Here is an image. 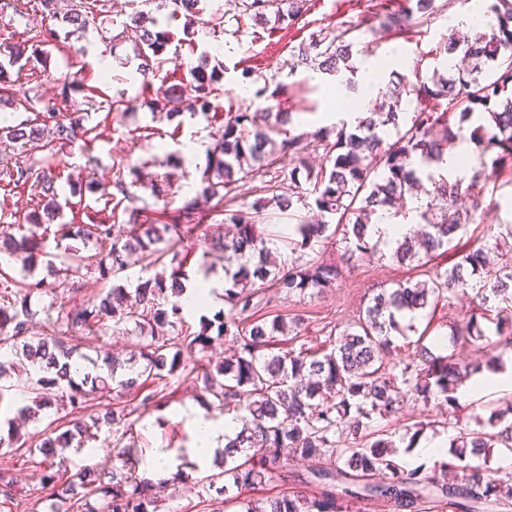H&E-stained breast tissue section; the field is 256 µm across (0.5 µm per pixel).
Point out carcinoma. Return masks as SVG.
Listing matches in <instances>:
<instances>
[{
  "instance_id": "1",
  "label": "carcinoma",
  "mask_w": 512,
  "mask_h": 512,
  "mask_svg": "<svg viewBox=\"0 0 512 512\" xmlns=\"http://www.w3.org/2000/svg\"><path fill=\"white\" fill-rule=\"evenodd\" d=\"M109 0H78L62 22L77 29L95 24L107 12ZM202 0H173V14L184 17L183 32L195 36L201 24L223 31L224 14L215 11L202 18ZM311 0H239L235 32L243 33L241 20L249 18L270 31L298 24ZM144 9L130 19L135 29L137 73L145 82L172 79L161 75V57L170 31L160 28L153 11L167 0H141ZM488 22L475 28L471 37L451 33L443 53L459 56L466 65L454 72L433 71L413 77L394 74L388 110L371 111L353 128L344 122L313 132L295 133L298 124L291 112H273V106L253 107L240 100L224 112L221 132L206 154L200 189L181 194L163 180L141 181L140 167L128 162L114 172L112 209L98 216L84 211L82 201H59L56 180L61 178L58 154L78 141L99 136L98 125L87 126L89 115L59 114L57 104L24 97L32 116L16 125L0 126V133L20 145L25 159L0 166V183L24 189L36 207L26 223L7 221L0 204V253L19 265L18 276L0 270V378L17 363L34 367L26 393L31 404L18 415L38 419L39 412L55 407V418L26 439L10 428L0 436V455L38 457L45 497L15 501L13 480L0 472V509L7 512H160L153 483L138 478L139 459L126 450L124 440L133 435L140 409L160 408L171 394L177 372L202 373L204 392L226 412L236 413L241 424L235 438L224 445V467L194 482L197 497L215 488L224 501L239 512H348L346 497L358 493L392 500L397 506L420 512L432 496L448 499L460 512H478L482 504L512 506V476H499L487 467L493 448L512 449V424L490 415L475 417L477 427L458 430L452 439V461L442 463L439 473L424 465H400L393 441L379 422L399 413L410 396L428 399L441 395L448 406L457 403L456 389L462 379L481 370L480 363H462L454 354L436 355L416 341L412 357L396 361L393 337L415 331L414 319L442 300L470 295L479 300L463 326L451 328L452 344L485 341L479 349L490 355L512 346V246L495 240L458 256L450 268L434 264L448 252V244L464 224L493 218L498 204L482 206L475 193L479 182L512 172V0H482ZM155 10H150V6ZM446 4L415 0L407 9L389 13L384 26L407 32L431 21ZM366 31V22L349 24L312 34L310 53L303 45L287 60L288 75L300 69L336 78L346 90L356 88L358 67L353 47ZM24 50L14 47L0 60V90L5 89L7 68L20 63ZM189 78L160 89L150 99L152 114L169 120L189 114L209 117L222 108L219 88L223 68H209L203 55L196 65L185 64ZM413 95L425 107L407 117L402 96ZM397 139L387 141V128ZM468 141L492 153L490 162L470 168L453 182L427 174L431 188L426 201L413 205L419 184L418 168L442 161L448 145ZM323 149V163L314 168L306 161L309 148ZM294 166L281 165L282 157ZM259 183L263 193L251 206L237 202L238 184ZM151 191L162 206L153 211L135 208L133 188ZM71 219H64V209ZM295 221L288 247L297 257L288 267L270 259L269 240L258 230L273 223V212ZM378 213L402 217L421 226L417 237L397 242L392 257L416 262L426 279H407L377 293L358 319L345 325L339 339L329 340V351L304 349L282 354L270 352L271 343L286 336L292 327L282 314L268 320L257 318L256 284L268 285L290 295L309 288H323L337 276L336 267L318 262L315 247L344 243L343 256L350 260L374 249L368 226ZM220 217L224 237L208 240L207 223ZM53 240L55 252L46 251ZM110 241L107 251H91L90 245ZM202 252H197V249ZM224 261V312L200 330L184 329L181 296L186 266L196 261L199 269L212 271L209 258ZM45 269L55 261L65 266L57 278L56 293L44 310L43 335L30 336L36 312L31 297L43 280L36 278L38 259ZM139 268L133 290L119 283V276ZM94 270L112 287L79 305L62 302L72 289L71 279ZM499 302L493 341L486 337L479 319L486 318L488 303ZM230 335L237 343L234 357L211 367L205 363L185 368V349H206L211 331ZM115 334L138 338L137 350L120 360L106 350L90 360L93 371L72 369L80 341ZM140 398L136 405L93 403L97 392ZM112 432V461L108 471L72 470L66 456L88 447L96 436L91 429ZM320 461L333 459L334 466L317 470L319 480L342 481L359 488L337 495L320 489L311 496L282 494L260 500L242 497L283 469L287 456ZM235 491L230 496L228 492Z\"/></svg>"
}]
</instances>
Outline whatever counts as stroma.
Here are the masks:
<instances>
[{
	"instance_id": "obj_1",
	"label": "stroma",
	"mask_w": 512,
	"mask_h": 512,
	"mask_svg": "<svg viewBox=\"0 0 512 512\" xmlns=\"http://www.w3.org/2000/svg\"><path fill=\"white\" fill-rule=\"evenodd\" d=\"M407 5V0H313L310 11L292 28L269 34L249 21L245 24L247 34L240 41L228 34L214 35L203 29L196 34L197 46L193 49L181 40L182 18L171 17L165 9L158 12L157 17L172 33L166 58L187 59L192 52H208L211 61L222 62L224 89L230 96L242 97L245 80L241 72L246 67L254 69L260 78L273 76L283 83L295 79V86L282 93L279 108L304 114L301 128L311 132L324 125L323 113L330 108L328 88L332 80L325 76L317 82L309 81L304 71L292 75L285 66L291 48L308 40L311 33L365 20L369 23V30L353 49L356 62L381 60L391 51L398 50L406 56L408 67L418 66L425 71L445 68L446 58L437 54L436 49L448 35L450 20L468 11L466 0H451L431 23L408 33L397 34L383 29L385 11ZM132 10L131 0H116L109 12L100 14L96 28L71 33L61 48L50 49L48 55L31 60L26 68L11 69L10 76L16 90L46 101L54 100L60 93L63 81L79 71L86 84L100 86L98 101L153 96V89L142 87L139 76L135 74L137 62L133 43L126 40L115 44L111 41L112 34L122 31ZM44 26L58 30L62 24L58 20L44 18L40 10L31 4L18 9L12 0H7L5 5L0 6V46H16L37 35ZM102 57L109 58L112 63L110 77L104 82L100 81L96 67L98 59ZM96 103L76 93L71 100L60 105L62 113L87 112L92 121L104 119L109 124L103 140L88 147L79 142L65 148L61 154L67 172L87 184L82 191L84 204L103 208L106 196L113 193L114 171L127 160L141 165L149 176H169L182 192L193 193L199 189L201 170L189 171L175 166L173 158L180 155L186 140L195 138L204 144H211L213 132L221 124L220 119L209 122L201 117L188 118L177 130L164 115H151L147 106H137L123 116L114 114L107 117L97 110ZM145 125L153 126L155 139L146 141L133 138V130ZM415 274V269L393 261L389 252L378 248L355 258L352 265L342 267L339 276L329 287L319 290L310 288L304 293L289 296L272 288H264L260 294L268 301L267 311H282L302 320L298 331L289 333L287 341L283 342V349L317 350L324 348L333 326L356 315L377 289L392 287L395 282ZM469 308L468 300L454 299L439 302L435 312L426 311L418 315L414 321V332L395 340L399 357L412 354L416 340L431 344L435 333L427 331V324L439 325V332L448 333L450 323L461 321ZM173 386L175 391L171 403L160 409L151 407L143 411L135 426L134 452L140 459L150 458L158 448L178 451L190 445L192 435L185 421L178 417L180 408L194 404L214 414L219 411L211 396L204 393L202 380L182 376L174 379ZM511 398L502 393L476 404L463 401L451 408L439 397L426 400L412 397L399 414L383 420L382 427L392 436L398 455L403 456L409 443L405 433L407 425L418 420L426 421L427 427L421 432L425 438L454 434L460 428L473 426L475 417L489 418L491 412L505 407ZM311 469V462L290 459L273 481L252 490L251 495L259 498L311 492ZM160 499L161 512H235L234 507L226 504L223 495L218 493L213 494L208 506H200L189 484L177 478L169 479Z\"/></svg>"
}]
</instances>
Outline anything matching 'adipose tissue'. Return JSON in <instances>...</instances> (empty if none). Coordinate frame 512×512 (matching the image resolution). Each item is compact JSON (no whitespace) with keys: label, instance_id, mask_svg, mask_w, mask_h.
I'll list each match as a JSON object with an SVG mask.
<instances>
[{"label":"adipose tissue","instance_id":"ef3b65f1","mask_svg":"<svg viewBox=\"0 0 512 512\" xmlns=\"http://www.w3.org/2000/svg\"><path fill=\"white\" fill-rule=\"evenodd\" d=\"M503 392H512V360L506 362L503 371L472 376L457 388L456 395L462 401L479 402ZM185 415L193 428L194 440L181 456L166 449L159 450L149 468L154 478L163 479L177 473L187 458L200 463L210 460L239 430L237 420L230 414L216 418L200 407L191 406Z\"/></svg>","mask_w":512,"mask_h":512}]
</instances>
